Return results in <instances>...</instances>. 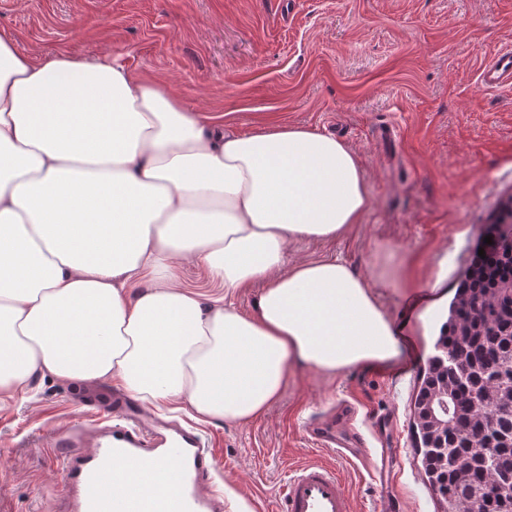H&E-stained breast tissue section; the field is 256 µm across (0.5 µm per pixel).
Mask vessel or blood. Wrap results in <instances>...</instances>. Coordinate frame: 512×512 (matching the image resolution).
<instances>
[{
  "label": "vessel or blood",
  "mask_w": 512,
  "mask_h": 512,
  "mask_svg": "<svg viewBox=\"0 0 512 512\" xmlns=\"http://www.w3.org/2000/svg\"><path fill=\"white\" fill-rule=\"evenodd\" d=\"M486 90L512 88V46L500 48L479 77ZM60 456L77 489L75 512H221L223 494L210 489L215 451L202 435L177 423L164 430L146 425L144 416L123 405L97 410L94 422L70 421L48 443ZM125 481L155 476L163 466L180 471L177 490L167 496L108 495L106 475L120 462ZM282 512H354L353 498L338 470L322 462L295 469L281 495Z\"/></svg>",
  "instance_id": "obj_1"
}]
</instances>
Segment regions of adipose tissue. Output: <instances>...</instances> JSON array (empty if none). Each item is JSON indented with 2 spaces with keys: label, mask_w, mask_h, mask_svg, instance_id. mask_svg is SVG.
<instances>
[{
  "label": "adipose tissue",
  "mask_w": 512,
  "mask_h": 512,
  "mask_svg": "<svg viewBox=\"0 0 512 512\" xmlns=\"http://www.w3.org/2000/svg\"><path fill=\"white\" fill-rule=\"evenodd\" d=\"M369 197L357 153L317 130L230 131L117 58L34 57L0 35V397L36 374L117 380L238 425L290 376L398 354L381 280L333 242ZM194 261L223 294L179 283ZM258 287L250 314L233 303Z\"/></svg>",
  "instance_id": "adipose-tissue-1"
}]
</instances>
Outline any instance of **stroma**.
<instances>
[{"mask_svg": "<svg viewBox=\"0 0 512 512\" xmlns=\"http://www.w3.org/2000/svg\"><path fill=\"white\" fill-rule=\"evenodd\" d=\"M0 32L32 54L111 53L237 132L303 125L360 155L370 200L360 224L330 243L291 244L288 259L334 255L388 276L382 304L399 358L335 377L298 371L247 426L198 422L176 405L146 410L196 426L217 451V485L255 512H274L306 461L336 467L355 512H436L411 400L491 218L512 200V90L479 83L512 43V0H0ZM419 283L430 297L413 296ZM118 390L37 376L0 401V512H63L72 485L46 445L75 417H93L89 396ZM317 423L386 449L394 472H368L321 445Z\"/></svg>", "mask_w": 512, "mask_h": 512, "instance_id": "1", "label": "stroma"}]
</instances>
